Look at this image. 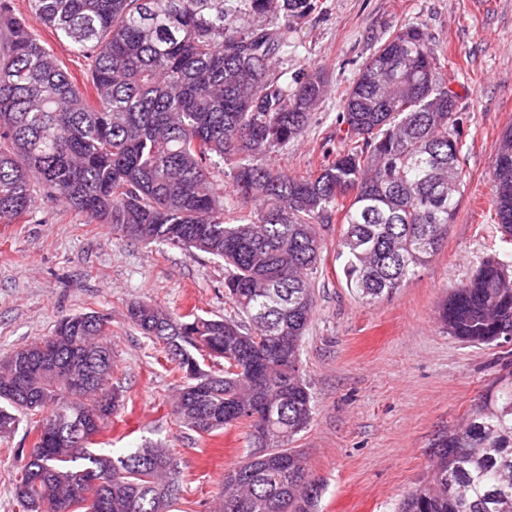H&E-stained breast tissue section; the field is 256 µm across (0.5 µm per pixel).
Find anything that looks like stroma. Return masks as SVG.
Instances as JSON below:
<instances>
[{
  "mask_svg": "<svg viewBox=\"0 0 512 512\" xmlns=\"http://www.w3.org/2000/svg\"><path fill=\"white\" fill-rule=\"evenodd\" d=\"M288 49V73L320 64L330 91L303 135L273 154L293 174L314 170L322 147L345 149L340 94L389 34L422 22L459 96L467 180L448 238L404 288L372 303L347 288L339 220L322 227L325 248L312 283L317 309L301 347L315 410L295 446L322 487L314 512H395L431 468L433 452L512 372V339L469 345L445 333L437 311L448 290L491 255L512 263L485 199L495 154L512 126V0H321ZM223 261L144 245L86 224L66 204H37L0 223V359L52 334L64 315H107L112 382L125 406L96 448L120 454L145 442L170 448L184 474L183 512H213L225 471L247 446L240 431L200 435L173 413L181 381L161 345L129 321L131 303L231 317ZM38 417L0 440V512H19L13 488L21 450Z\"/></svg>",
  "mask_w": 512,
  "mask_h": 512,
  "instance_id": "stroma-1",
  "label": "stroma"
}]
</instances>
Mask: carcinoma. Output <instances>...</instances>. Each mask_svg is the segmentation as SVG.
Here are the masks:
<instances>
[{
    "mask_svg": "<svg viewBox=\"0 0 512 512\" xmlns=\"http://www.w3.org/2000/svg\"><path fill=\"white\" fill-rule=\"evenodd\" d=\"M31 14L87 62L81 90L14 0H0V223L64 199L85 224L196 249L230 268L242 321L134 302L132 324L163 345L183 385L174 405L199 434L244 431L218 512H312L319 485L290 447L314 407L300 371L316 309L320 227L343 212L347 287L392 295L444 245L466 174L458 93L424 24L393 33L358 69L336 116L347 149L318 169L269 163L327 94L323 68L280 67L318 0H29ZM230 167L248 213L224 214L211 176ZM489 209L512 244V129L497 149ZM446 332L512 336V264L488 258L439 308ZM108 320L61 317L54 334L0 361V438L43 415L14 493L22 512H169L182 473L157 444L117 457L89 448L124 404L112 385ZM54 351L57 375L39 364ZM212 360L205 370L200 360ZM444 438L398 512H512V374Z\"/></svg>",
    "mask_w": 512,
    "mask_h": 512,
    "instance_id": "obj_1",
    "label": "carcinoma"
}]
</instances>
